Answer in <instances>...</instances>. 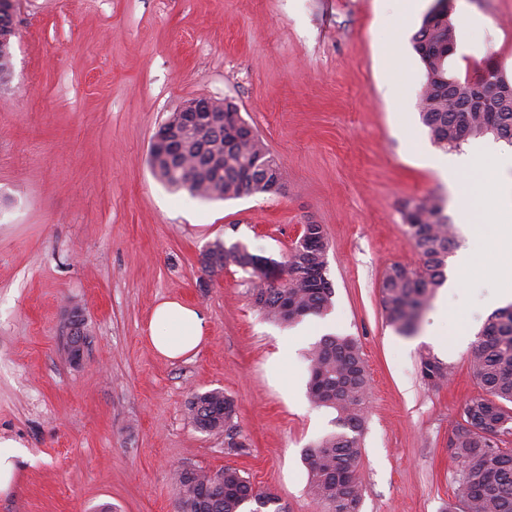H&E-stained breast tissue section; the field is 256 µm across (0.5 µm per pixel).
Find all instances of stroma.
I'll use <instances>...</instances> for the list:
<instances>
[{
	"label": "stroma",
	"instance_id": "obj_1",
	"mask_svg": "<svg viewBox=\"0 0 512 512\" xmlns=\"http://www.w3.org/2000/svg\"><path fill=\"white\" fill-rule=\"evenodd\" d=\"M433 4L406 22L386 0H14L13 77L0 90V438L24 457L0 512H176L177 462L236 467L286 512H322L303 462L336 429L307 393L321 333L285 353L288 325L253 301L260 279L200 264L218 240L284 264L306 224L328 238L332 331L357 340L369 380L360 512L455 504L449 441L461 404L482 393L458 339L492 312L490 226L474 223L476 266L436 291L414 334L387 323L379 292L392 264L420 263L408 204L438 197L458 221L419 115L425 68L411 38ZM453 10L473 23L455 26L449 76L490 65L512 81V0ZM200 97L237 105L282 164L283 193L201 201L154 176V135ZM169 299L206 325L177 360L147 340ZM75 308L78 364L65 348ZM425 351L452 365L447 385L421 378ZM211 389L237 405L240 454L190 419L191 396Z\"/></svg>",
	"mask_w": 512,
	"mask_h": 512
}]
</instances>
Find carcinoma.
Masks as SVG:
<instances>
[{"label": "carcinoma", "mask_w": 512, "mask_h": 512, "mask_svg": "<svg viewBox=\"0 0 512 512\" xmlns=\"http://www.w3.org/2000/svg\"><path fill=\"white\" fill-rule=\"evenodd\" d=\"M455 37L448 15L435 9L425 15L413 36V49L425 66L420 116L433 142L444 149L459 148L486 134L512 144V112L501 111L494 99L482 112H456L448 107V57L438 48ZM239 112L226 102L224 124L204 135L207 154L196 158L192 149L170 162L150 157L154 173L175 190L201 200H231L248 194L279 193V163L254 132L235 129ZM407 233L419 251L415 269L393 265L381 285V304L387 322L401 334L411 333L438 288L446 281L448 257L457 245L455 225L443 215L440 200L426 197L404 213ZM301 236L311 240L302 248L291 246L285 262V281L254 289L256 305L271 319L294 324L309 315H324L332 305L334 288L327 276V242L320 224H305ZM203 269L213 273L229 264L251 273L257 259L242 242L214 243L206 252ZM309 397L318 407L336 412L338 430L304 450L308 489L326 512H359L363 486L359 475L361 434L366 419L369 382L360 348L350 336L327 334L315 342L307 356ZM475 381L485 395L461 406L462 422L450 439L458 460L456 498L459 512H512V304L494 311L478 331L469 354ZM423 379L435 386L448 384L452 367L431 352L419 358ZM197 429L224 433V447L239 452L245 447L234 424L233 399L220 389L193 394L188 402ZM179 489V512H283L275 495L255 490L241 471L226 466L215 473L201 467L173 472Z\"/></svg>", "instance_id": "cac0c4a2"}]
</instances>
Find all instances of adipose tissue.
Instances as JSON below:
<instances>
[{"label": "adipose tissue", "mask_w": 512, "mask_h": 512, "mask_svg": "<svg viewBox=\"0 0 512 512\" xmlns=\"http://www.w3.org/2000/svg\"><path fill=\"white\" fill-rule=\"evenodd\" d=\"M494 155L500 162L498 171L499 193L492 205L474 211L467 202L459 204L461 223L481 221L496 227L494 244L497 248L496 291L490 299L491 305L512 303V224H503L499 216L512 210V151L502 152L478 144L467 153L455 155L439 169L452 191H459L475 156ZM205 335V323L197 310L171 299L157 304L149 324V341L159 355L168 359L184 357L199 348Z\"/></svg>", "instance_id": "obj_1"}]
</instances>
